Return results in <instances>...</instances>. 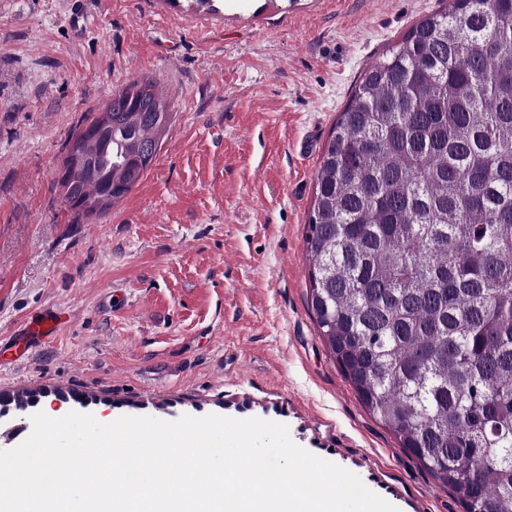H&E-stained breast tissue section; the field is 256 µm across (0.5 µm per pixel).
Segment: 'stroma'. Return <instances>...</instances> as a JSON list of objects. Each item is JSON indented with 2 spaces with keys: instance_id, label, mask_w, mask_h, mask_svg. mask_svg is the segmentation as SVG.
Instances as JSON below:
<instances>
[{
  "instance_id": "1",
  "label": "stroma",
  "mask_w": 512,
  "mask_h": 512,
  "mask_svg": "<svg viewBox=\"0 0 512 512\" xmlns=\"http://www.w3.org/2000/svg\"><path fill=\"white\" fill-rule=\"evenodd\" d=\"M0 0V450L37 412L261 418L399 512H462L319 336L305 235L319 158L363 72L440 0ZM174 122L139 184L81 224L69 134L132 78ZM54 335L15 363L16 332Z\"/></svg>"
}]
</instances>
